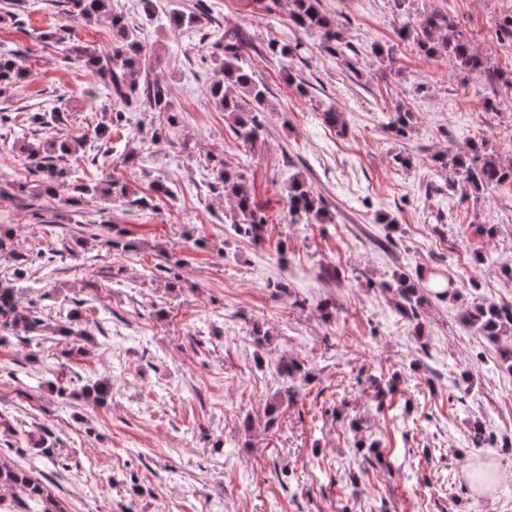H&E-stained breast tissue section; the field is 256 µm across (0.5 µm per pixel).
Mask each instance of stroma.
I'll use <instances>...</instances> for the list:
<instances>
[{"mask_svg":"<svg viewBox=\"0 0 512 512\" xmlns=\"http://www.w3.org/2000/svg\"><path fill=\"white\" fill-rule=\"evenodd\" d=\"M112 4L150 49L149 76L180 122L132 106L108 149L66 167L81 182L109 174L152 198L132 213L93 197L72 204L65 187L36 198L15 148L48 139L27 117L57 106L68 114L57 136L93 138L112 99L89 96L82 65L62 61L55 38L106 46L108 20L72 22L62 0H0V51L31 72L0 98L13 116L0 126V231L11 236L0 278L14 269L12 252L54 254L15 280L17 295L36 301L50 326L80 308L90 333L79 351L52 334L37 349L0 339V463L22 465L49 494L22 512L52 501L61 512H512V373L497 345L461 321L466 307L512 294L500 271L512 261V187L474 195L433 161L477 137L512 159V90L398 36L439 10L491 70L512 74V38L496 35L512 0H405L400 10L393 0H323L349 43L340 57L291 29L283 0ZM175 9L200 23L172 29ZM227 29L243 34L244 60L266 88L265 131L252 144L235 138L206 93L219 74L213 34ZM287 36L304 50L272 54L269 41ZM399 106L412 124L394 139L381 120ZM331 108L338 124L324 120ZM215 156L248 180L267 220L261 243L234 232L227 200L210 190ZM295 174L323 198V220L289 214ZM158 182L170 196L154 193ZM115 224L127 250L99 243ZM483 225L495 236H482ZM169 259L176 275L161 269ZM326 268L335 280L322 279ZM397 273L454 281L458 295L430 298L411 322L384 287ZM282 358L308 375L289 403L275 370ZM99 380L112 385L103 404L82 394ZM276 398L280 419L269 428L264 410ZM477 423L495 447H475ZM33 434L47 435L53 457L34 450ZM360 440L377 442L380 463L363 466ZM476 462L505 475L484 495L467 478Z\"/></svg>","mask_w":512,"mask_h":512,"instance_id":"stroma-1","label":"stroma"}]
</instances>
